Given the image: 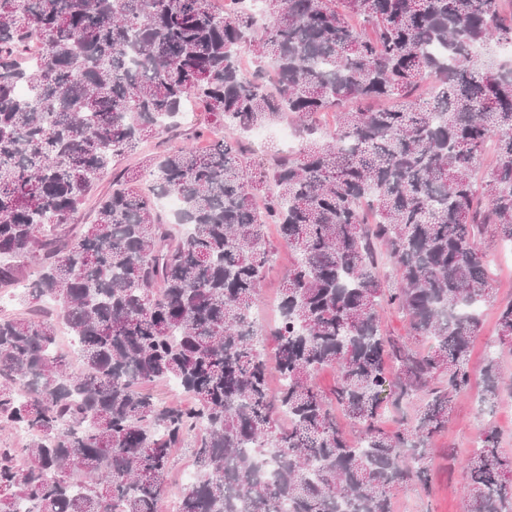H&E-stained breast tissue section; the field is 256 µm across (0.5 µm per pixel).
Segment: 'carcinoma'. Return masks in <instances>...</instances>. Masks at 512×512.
I'll list each match as a JSON object with an SVG mask.
<instances>
[{
    "instance_id": "1",
    "label": "carcinoma",
    "mask_w": 512,
    "mask_h": 512,
    "mask_svg": "<svg viewBox=\"0 0 512 512\" xmlns=\"http://www.w3.org/2000/svg\"><path fill=\"white\" fill-rule=\"evenodd\" d=\"M264 2L260 19L216 0H0V289L37 267L16 295L29 316L0 315V423L29 435L0 447V512H159L174 448L196 465L176 512H392L403 485L428 484L426 448L472 382L481 321L458 311L495 299L481 241H512V65L493 52L512 42V11ZM191 100L209 129L293 114L300 144L264 161L221 135L151 157V181L112 176L95 224L55 234L112 161L176 131ZM323 112L333 129L313 124ZM490 143L495 167L479 186ZM169 193L182 200L173 222L158 208ZM268 224L293 254L271 327L251 316ZM382 303L404 314L406 336L382 333ZM498 339L512 346V302ZM325 367L337 372L330 396L314 383ZM172 380L190 404L156 396ZM502 395L492 352L480 414ZM412 405L414 420L383 427L386 409ZM249 448L276 449L273 475ZM463 480L471 512H512V455L490 421Z\"/></svg>"
}]
</instances>
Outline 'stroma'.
Returning a JSON list of instances; mask_svg holds the SVG:
<instances>
[{
	"label": "stroma",
	"mask_w": 512,
	"mask_h": 512,
	"mask_svg": "<svg viewBox=\"0 0 512 512\" xmlns=\"http://www.w3.org/2000/svg\"><path fill=\"white\" fill-rule=\"evenodd\" d=\"M198 126L197 112H186L177 135L159 140L143 141L137 151L120 160V167H135L149 157L159 155L166 149L186 144ZM267 238L273 249L272 261L263 278V288L258 302L267 324L278 319V300L283 276L290 267L292 257L281 245L275 227H268ZM491 259L493 286L496 301L481 308L482 328L471 344L469 367L475 377L468 396L455 401L448 420V428L435 436L428 453V463L433 474V489L425 491L420 485L408 484L397 493L393 508L395 512H467L466 495L463 490L462 467L469 453L477 445V437L484 420L476 410L477 396L482 390L480 375L485 359L497 340V305L512 301V265L499 261L498 241L483 240Z\"/></svg>",
	"instance_id": "stroma-1"
}]
</instances>
